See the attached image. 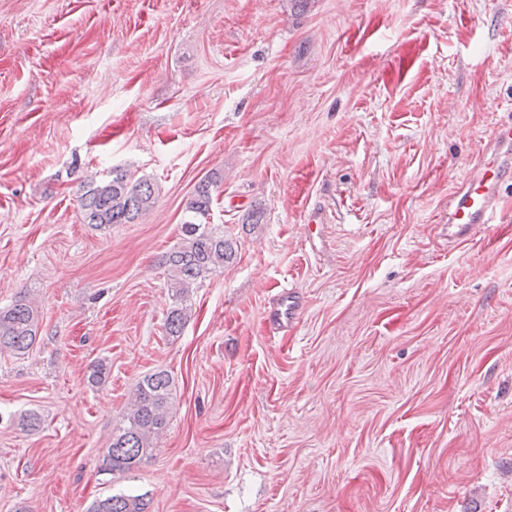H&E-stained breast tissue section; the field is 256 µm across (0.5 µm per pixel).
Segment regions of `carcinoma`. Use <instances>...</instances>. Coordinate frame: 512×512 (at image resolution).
<instances>
[{
	"instance_id": "obj_1",
	"label": "carcinoma",
	"mask_w": 512,
	"mask_h": 512,
	"mask_svg": "<svg viewBox=\"0 0 512 512\" xmlns=\"http://www.w3.org/2000/svg\"><path fill=\"white\" fill-rule=\"evenodd\" d=\"M216 185L212 178L197 184L185 207L182 241L163 260L172 297L164 322L168 336H179L185 328L192 289L203 278L223 269L235 255L233 241L207 224ZM77 198L87 224H131L152 209L155 190L148 180L133 182L125 171L115 167L112 178L83 183ZM38 333L39 310L29 294L0 307V354H27ZM173 387V377L165 370L149 373L137 383L128 411L112 429L101 472L111 476L124 474L153 457L156 440L167 427ZM89 512H150V500L139 494L111 495L93 501Z\"/></svg>"
}]
</instances>
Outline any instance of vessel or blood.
<instances>
[{
  "label": "vessel or blood",
  "mask_w": 512,
  "mask_h": 512,
  "mask_svg": "<svg viewBox=\"0 0 512 512\" xmlns=\"http://www.w3.org/2000/svg\"><path fill=\"white\" fill-rule=\"evenodd\" d=\"M490 162L476 165L472 178L456 192L448 209V239L469 237L481 224L494 223L500 186L512 180V123L497 127L487 148ZM299 298L293 291L282 290L270 304L267 320L272 329L281 331L299 317Z\"/></svg>",
  "instance_id": "vessel-or-blood-1"
}]
</instances>
